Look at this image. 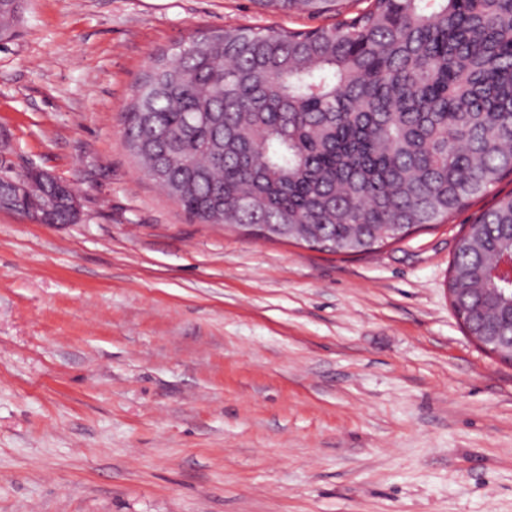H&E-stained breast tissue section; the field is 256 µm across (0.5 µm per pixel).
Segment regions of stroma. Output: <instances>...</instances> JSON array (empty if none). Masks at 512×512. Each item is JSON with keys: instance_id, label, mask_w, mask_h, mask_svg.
I'll return each instance as SVG.
<instances>
[{"instance_id": "1", "label": "stroma", "mask_w": 512, "mask_h": 512, "mask_svg": "<svg viewBox=\"0 0 512 512\" xmlns=\"http://www.w3.org/2000/svg\"><path fill=\"white\" fill-rule=\"evenodd\" d=\"M254 0H24L0 155L81 217L0 210V512H512V363L454 314L468 224L512 176L370 253L189 220L123 143L153 56L309 30ZM38 183L37 189L34 192L36 198H38L46 207L52 212L50 214L53 218V224H68L69 215L66 209L65 201L72 195H75L72 187L63 182L65 185H59L55 188L48 187V191H45L41 184ZM69 211L71 213L70 223H76L80 219V204L76 196H72L67 202Z\"/></svg>"}]
</instances>
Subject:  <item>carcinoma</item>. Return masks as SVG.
Instances as JSON below:
<instances>
[{
	"label": "carcinoma",
	"instance_id": "obj_1",
	"mask_svg": "<svg viewBox=\"0 0 512 512\" xmlns=\"http://www.w3.org/2000/svg\"><path fill=\"white\" fill-rule=\"evenodd\" d=\"M318 16L342 0H254ZM22 0L0 5V36ZM127 149L192 220L365 253L439 224L512 175V0H370L308 31L233 27L154 57ZM69 223L68 184L34 192ZM512 194L469 225L452 305L489 348L512 340Z\"/></svg>",
	"mask_w": 512,
	"mask_h": 512
}]
</instances>
